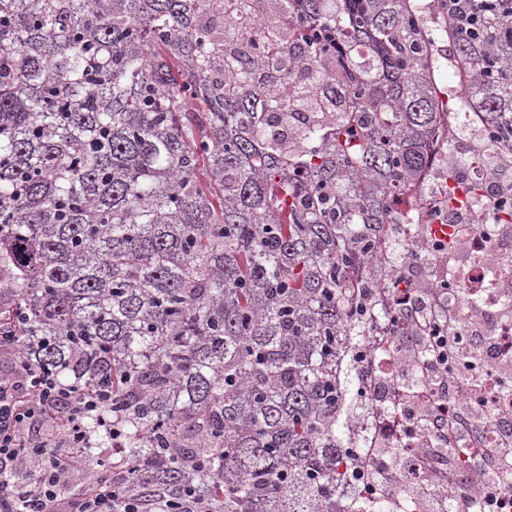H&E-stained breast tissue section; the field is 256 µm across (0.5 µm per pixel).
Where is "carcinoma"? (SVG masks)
I'll use <instances>...</instances> for the list:
<instances>
[{"label": "carcinoma", "instance_id": "obj_1", "mask_svg": "<svg viewBox=\"0 0 512 512\" xmlns=\"http://www.w3.org/2000/svg\"><path fill=\"white\" fill-rule=\"evenodd\" d=\"M0 0V321L112 400L85 457L137 512H356L358 269L438 119L425 0ZM512 137V11L439 2Z\"/></svg>", "mask_w": 512, "mask_h": 512}]
</instances>
